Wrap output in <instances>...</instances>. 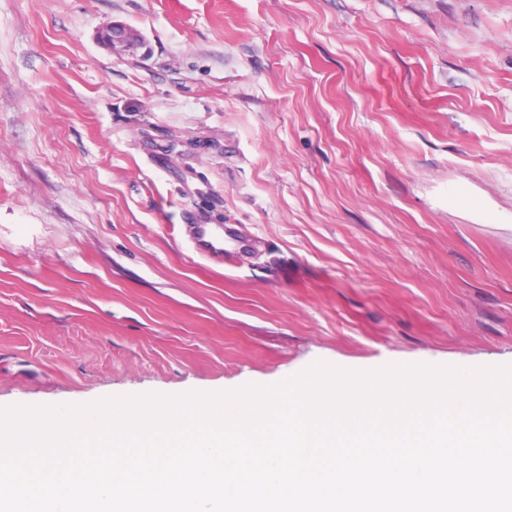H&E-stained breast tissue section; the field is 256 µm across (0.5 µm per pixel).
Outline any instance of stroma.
<instances>
[{
  "mask_svg": "<svg viewBox=\"0 0 512 512\" xmlns=\"http://www.w3.org/2000/svg\"><path fill=\"white\" fill-rule=\"evenodd\" d=\"M318 361L512 363V0H0V407ZM99 40L113 48L120 46L124 50L134 51L144 46L143 38L122 24L112 23L102 29L99 33ZM199 239L206 242L212 255L218 258H224V245L227 241L224 238V227L214 224H199L197 228Z\"/></svg>",
  "mask_w": 512,
  "mask_h": 512,
  "instance_id": "obj_1",
  "label": "stroma"
}]
</instances>
